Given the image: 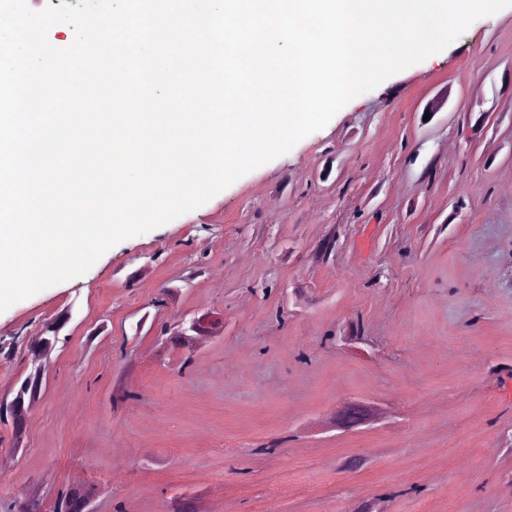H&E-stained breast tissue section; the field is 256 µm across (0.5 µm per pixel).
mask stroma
<instances>
[{
	"mask_svg": "<svg viewBox=\"0 0 512 512\" xmlns=\"http://www.w3.org/2000/svg\"><path fill=\"white\" fill-rule=\"evenodd\" d=\"M59 318L0 512L88 484L96 512H512V7L0 313V390ZM208 329V321L205 317L193 318L190 321H186L185 318H181L177 321L173 327V334L178 336L184 342L192 343L197 337H201L205 332V328Z\"/></svg>",
	"mask_w": 512,
	"mask_h": 512,
	"instance_id": "1",
	"label": "stroma"
}]
</instances>
